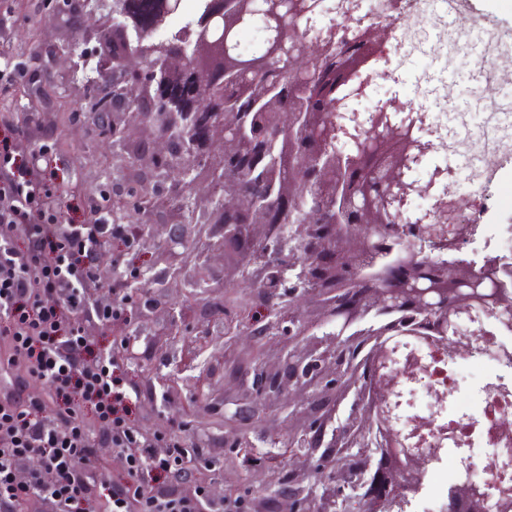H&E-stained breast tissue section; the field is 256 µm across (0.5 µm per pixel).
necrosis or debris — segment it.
<instances>
[{"label":"necrosis or debris","mask_w":512,"mask_h":512,"mask_svg":"<svg viewBox=\"0 0 512 512\" xmlns=\"http://www.w3.org/2000/svg\"><path fill=\"white\" fill-rule=\"evenodd\" d=\"M342 0H325V11L337 37L354 39L357 21L384 28L390 44L406 45L408 52L423 50L451 61L467 54L472 39H479L482 51L472 63L494 85H512V39L507 38L481 14L471 15L464 25L449 28L446 18L436 12L434 0H368L366 15L343 11ZM423 112V136L434 154L454 156L466 162V185L449 180L444 201L467 191L473 205L463 219L469 228L457 255L481 262L497 259L512 270V206H503L497 192L512 173V113L485 112L479 121L468 114L451 111L446 82L426 77L418 83ZM512 331L489 321L472 336L475 347L469 356H453L446 344L432 336H410L403 341L391 379L380 390L388 403L398 409L393 419L377 415L378 424L392 422L414 447L434 449L435 455L424 474L422 486L433 512H445L447 500L438 476L472 472L481 483L495 489L512 490V381L482 387L476 402L462 393L459 368L463 364L502 366L505 338ZM493 449L496 470L477 469L474 450Z\"/></svg>","instance_id":"obj_1"}]
</instances>
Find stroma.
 Instances as JSON below:
<instances>
[{
	"label": "stroma",
	"instance_id": "35a3bbf8",
	"mask_svg": "<svg viewBox=\"0 0 512 512\" xmlns=\"http://www.w3.org/2000/svg\"><path fill=\"white\" fill-rule=\"evenodd\" d=\"M8 4L11 12L5 44L19 62L31 63L40 34L50 31L64 40L76 36L84 25L77 16L53 25L49 0H8ZM392 63L406 75L395 86L394 96L408 106H417L415 84L431 69V56L399 52ZM448 79L457 90L459 108L464 112L475 111L476 100L498 99L504 94L501 88L480 86L466 58L450 63ZM19 91L16 85L0 91V107L12 112L19 144L28 147L42 140L51 144L48 177L64 210L71 216H80L91 198L111 194L113 187L127 185L125 167L113 158L111 151L98 147L97 131L84 103L74 99L65 86L57 82L48 84L46 95L32 106L36 112L54 109L57 123L53 126L40 127L18 115ZM171 306L180 313L188 329L185 338L163 339L157 335ZM152 315V320L130 324L127 331L129 347L134 352L127 366L128 377L143 390L133 416L148 433L184 423L206 427L214 464L198 472L197 477L207 482L213 492H221L229 454L224 449L223 417L218 408L223 404L224 393L233 392L235 372L244 364L245 356L242 350L225 344L223 314L214 312L208 299L196 297L194 289L179 287L162 292Z\"/></svg>",
	"mask_w": 512,
	"mask_h": 512
}]
</instances>
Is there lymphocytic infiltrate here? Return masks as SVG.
Instances as JSON below:
<instances>
[{
	"label": "lymphocytic infiltrate",
	"mask_w": 512,
	"mask_h": 512,
	"mask_svg": "<svg viewBox=\"0 0 512 512\" xmlns=\"http://www.w3.org/2000/svg\"><path fill=\"white\" fill-rule=\"evenodd\" d=\"M0 113V512L35 498L51 512H226L206 482H189L209 450L189 428L152 434L132 417L140 386L127 383L123 342L96 350L91 326L127 323V285L116 265L102 280L98 251H132L139 231L105 211L75 224L45 177L47 147L20 150ZM108 289V301L94 293ZM101 447L124 457L108 478Z\"/></svg>",
	"instance_id": "f902f5d3"
}]
</instances>
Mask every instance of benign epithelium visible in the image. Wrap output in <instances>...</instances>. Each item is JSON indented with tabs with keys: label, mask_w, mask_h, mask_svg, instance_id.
Here are the masks:
<instances>
[{
	"label": "benign epithelium",
	"mask_w": 512,
	"mask_h": 512,
	"mask_svg": "<svg viewBox=\"0 0 512 512\" xmlns=\"http://www.w3.org/2000/svg\"><path fill=\"white\" fill-rule=\"evenodd\" d=\"M288 0H206L179 41L159 38L181 0H50L56 16L86 19L81 39L38 40L34 78L54 68L69 86H93L106 129L100 142L116 152L135 145L137 171L166 186L165 195L127 204L143 238L175 249L190 241L186 222L153 220L163 210L202 211L220 225L197 259L187 287L207 297L245 282L248 298L224 307V334L252 349L250 381L224 399V447L240 462L253 451L247 425L262 417L275 430L273 410L286 413L284 470L258 469L254 478L275 512H395L421 486L430 449L387 432L376 447L372 409L361 380L336 357L353 341L377 338L373 350L412 332L394 317L407 312L428 336L469 350L460 320L492 307L488 297L448 286V265L421 252L448 247L467 232L460 202L417 211V240L401 244L396 221L409 198L432 196L450 170L428 179L415 173L427 147L398 123L412 112L350 110L362 99L353 79L361 55L335 36L293 40L278 14ZM264 22L260 70L232 61L230 33ZM94 43L92 48L87 44ZM124 47L118 61L112 49ZM205 168L199 199L189 192ZM410 255L385 266L369 287L343 275L349 264L380 246ZM224 257L216 282L212 257ZM448 512H506L502 491L492 503L487 486L465 472L447 492Z\"/></svg>",
	"instance_id": "1"
}]
</instances>
